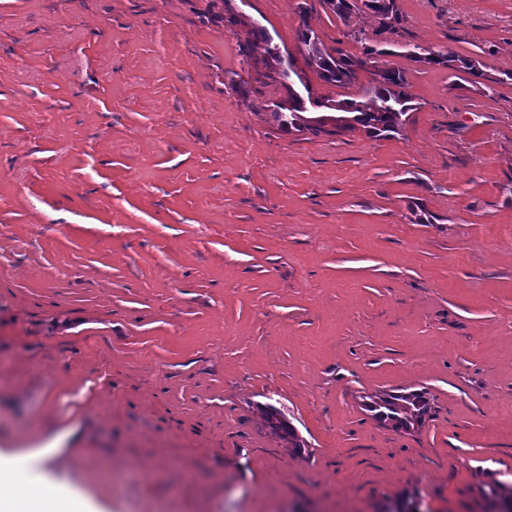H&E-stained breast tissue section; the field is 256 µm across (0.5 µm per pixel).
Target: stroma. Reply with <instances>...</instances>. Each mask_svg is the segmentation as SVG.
Returning a JSON list of instances; mask_svg holds the SVG:
<instances>
[{
	"instance_id": "1",
	"label": "stroma",
	"mask_w": 512,
	"mask_h": 512,
	"mask_svg": "<svg viewBox=\"0 0 512 512\" xmlns=\"http://www.w3.org/2000/svg\"><path fill=\"white\" fill-rule=\"evenodd\" d=\"M206 2L0 0V456L89 512H487L512 487V84L394 56L399 134H289L242 46L255 21L297 51V0ZM307 2L326 47L512 72V0H398L394 33ZM410 391L420 427L367 406ZM408 46H412V49L409 51V54L411 55L409 59L412 62L433 63L432 66L447 68L448 70L453 71L455 76H458L461 79H465L471 83H481L479 81L473 80L472 77L474 79H485L494 83L501 82L498 79L491 80L493 78L489 77L482 70V67H485V65H483L476 58L462 57L450 52H442L440 50H436L430 46H421L419 44H408ZM476 67H478V69H476ZM460 74L467 75L469 77H463Z\"/></svg>"
}]
</instances>
